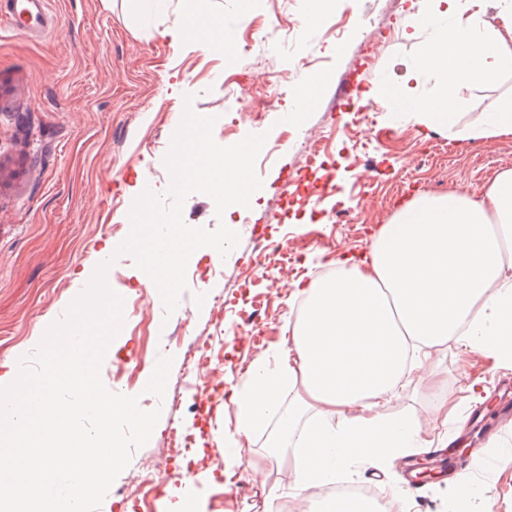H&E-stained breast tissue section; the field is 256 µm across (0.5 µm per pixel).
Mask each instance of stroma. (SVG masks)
I'll return each instance as SVG.
<instances>
[{
    "label": "stroma",
    "instance_id": "obj_1",
    "mask_svg": "<svg viewBox=\"0 0 512 512\" xmlns=\"http://www.w3.org/2000/svg\"><path fill=\"white\" fill-rule=\"evenodd\" d=\"M425 7L424 0H327L310 25L312 0H167L149 16L131 15L126 0H49L54 25L45 38L31 41L0 27V368L18 367L35 351L100 263L109 262L107 283L124 302L145 287L147 275L131 255L114 259L104 247L131 231L132 186L141 182L158 194L168 189L164 159L185 108L215 117L213 136L223 146L266 134L256 204L225 211L220 220L207 195L191 194L183 207L187 225L212 230L225 222L239 233L238 246L225 257L209 247L196 250L187 266L189 291L167 323L145 333L125 319L101 370L109 390L139 396L143 409L161 408L158 429L177 422L203 450L211 477L197 490L206 512H264L244 474L246 462H265L268 434L239 436L228 394L242 387L248 366L273 354L300 301L280 276L279 258L256 264L254 228L286 247L294 280L306 282L335 268L342 256L363 255L413 198L481 188L512 168V136L491 146L451 139L392 121L380 99V90L421 52L422 40L406 39L403 29ZM197 14L234 31L231 50L167 36V29ZM365 40L378 50L363 60L356 51ZM258 77L273 98L256 99L260 121L240 122L232 92ZM311 78L321 81L315 98L301 121L289 122L284 112ZM510 94L512 74L465 91L460 126L476 124ZM313 128L324 132L328 168L308 167L300 148ZM217 298L224 304L218 337ZM254 314L265 331L255 341L238 333L243 318ZM207 335L223 361L224 387L211 409L196 413L195 389L181 375V343ZM162 355L174 362L160 399L144 388ZM133 365L135 376L117 378L118 368ZM430 371L443 391L411 384L396 408L425 421L427 440L474 438L463 463L482 490L474 512H512V466L495 458L498 447L512 448V423L503 421L496 386L503 368L476 354L462 361L447 345L434 351ZM476 378L486 387L480 402L464 391ZM444 396L458 403L462 422H435ZM228 439L242 444L243 464L225 459ZM407 462L402 456L337 482L394 487L404 492L409 512H451L453 484L426 480L406 489ZM230 469L235 477L220 480Z\"/></svg>",
    "mask_w": 512,
    "mask_h": 512
}]
</instances>
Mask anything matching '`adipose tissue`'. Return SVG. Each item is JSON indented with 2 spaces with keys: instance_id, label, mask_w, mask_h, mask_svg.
<instances>
[{
  "instance_id": "ef3b65f1",
  "label": "adipose tissue",
  "mask_w": 512,
  "mask_h": 512,
  "mask_svg": "<svg viewBox=\"0 0 512 512\" xmlns=\"http://www.w3.org/2000/svg\"><path fill=\"white\" fill-rule=\"evenodd\" d=\"M413 14L423 51L385 99L449 137L512 136V96L458 129L461 91L512 72V4L485 18L486 0H431ZM439 79L428 98L422 75ZM303 306L288 325L276 367L255 363L234 391L240 434L270 429L268 455L291 454L298 491L413 449L429 450L416 413L393 409L445 345L512 365V170L477 192L424 196L402 208L366 255L334 276L298 286Z\"/></svg>"
}]
</instances>
